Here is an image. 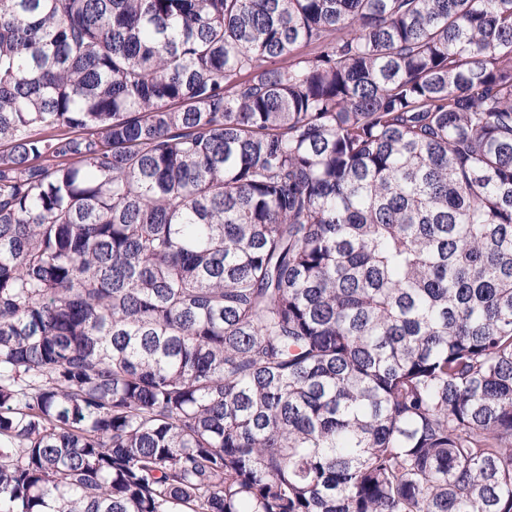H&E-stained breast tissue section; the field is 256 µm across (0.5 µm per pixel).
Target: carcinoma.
Segmentation results:
<instances>
[{
  "label": "carcinoma",
  "instance_id": "1",
  "mask_svg": "<svg viewBox=\"0 0 512 512\" xmlns=\"http://www.w3.org/2000/svg\"><path fill=\"white\" fill-rule=\"evenodd\" d=\"M0 512H512V0H0Z\"/></svg>",
  "mask_w": 512,
  "mask_h": 512
}]
</instances>
